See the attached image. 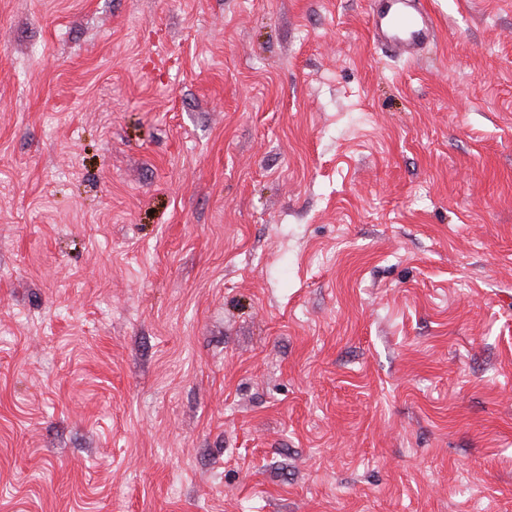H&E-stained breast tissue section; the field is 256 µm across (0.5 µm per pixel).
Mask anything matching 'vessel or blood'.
I'll use <instances>...</instances> for the list:
<instances>
[{"label":"vessel or blood","mask_w":512,"mask_h":512,"mask_svg":"<svg viewBox=\"0 0 512 512\" xmlns=\"http://www.w3.org/2000/svg\"><path fill=\"white\" fill-rule=\"evenodd\" d=\"M373 40L395 55L418 60L437 37L436 24L423 0H369Z\"/></svg>","instance_id":"b4317fda"}]
</instances>
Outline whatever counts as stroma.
<instances>
[{
	"instance_id": "35a3bbf8",
	"label": "stroma",
	"mask_w": 512,
	"mask_h": 512,
	"mask_svg": "<svg viewBox=\"0 0 512 512\" xmlns=\"http://www.w3.org/2000/svg\"><path fill=\"white\" fill-rule=\"evenodd\" d=\"M0 0V512H512V0ZM373 40L408 61L419 59L437 37L436 24L422 0H370Z\"/></svg>"
}]
</instances>
